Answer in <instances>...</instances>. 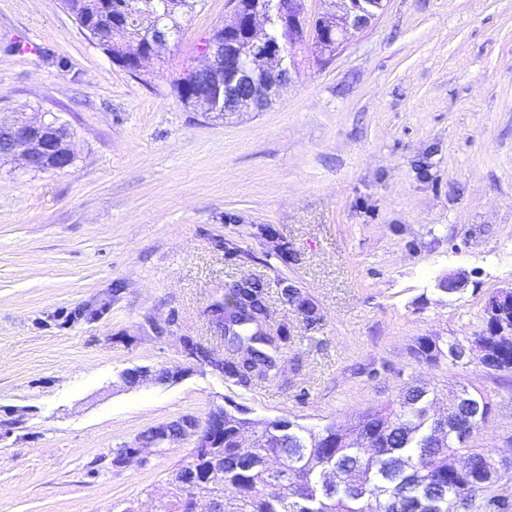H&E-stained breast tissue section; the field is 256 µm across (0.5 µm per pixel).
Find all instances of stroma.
<instances>
[{"instance_id": "stroma-1", "label": "stroma", "mask_w": 512, "mask_h": 512, "mask_svg": "<svg viewBox=\"0 0 512 512\" xmlns=\"http://www.w3.org/2000/svg\"><path fill=\"white\" fill-rule=\"evenodd\" d=\"M226 3L202 0L134 77L60 0H0V115L60 113L75 150L63 170L0 166V512H154L193 445L113 468L149 427L232 401L316 429L417 380L490 396L469 444L502 478L469 512L512 505V372L413 351L474 335L512 285V0H388L328 65L299 50L265 111L218 118L174 82ZM459 268L464 290L439 291ZM246 277L269 282L292 338L281 375L249 389L196 370L182 344L223 354L206 309ZM88 301L101 316L72 319ZM153 321L171 322L166 340ZM138 366L184 374L126 387ZM458 340L445 341L439 336H421L417 339L415 352L425 362H437L448 357V350L452 349Z\"/></svg>"}]
</instances>
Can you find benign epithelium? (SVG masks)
Returning <instances> with one entry per match:
<instances>
[{
  "mask_svg": "<svg viewBox=\"0 0 512 512\" xmlns=\"http://www.w3.org/2000/svg\"><path fill=\"white\" fill-rule=\"evenodd\" d=\"M339 11L311 18L306 0H278L277 27H272L260 0H228L232 20L215 28L202 46L206 63L187 69L181 85L194 89L189 104L200 112L211 113L223 104L230 111L261 112L271 103L280 88L292 81L295 66L286 64L299 47L313 39L319 47L317 64L323 65L356 34L367 30L385 8L384 0H339ZM123 22L106 32L96 29L84 18H75L81 31L97 45H108L114 36L124 32L126 22L135 13L130 0L117 3ZM176 36L172 30L157 32L144 39L133 40L135 49L124 47L116 61L125 71L135 75L145 60L158 57ZM0 138L6 144L0 159L20 156L25 167H34L39 158L45 168L64 170L74 160L73 131L55 113L38 121L0 118ZM468 283V274L459 269L437 278L436 287L450 295L461 291ZM288 295V305L314 321L305 295L290 285L282 288ZM512 305V285L491 295L485 306L486 320L502 314ZM158 379L149 368L137 367L124 372L125 382L135 386L148 379ZM178 431L165 432L162 440L169 444L175 439L190 440L196 448H218L213 430L194 414L178 418Z\"/></svg>",
  "mask_w": 512,
  "mask_h": 512,
  "instance_id": "1",
  "label": "benign epithelium"
}]
</instances>
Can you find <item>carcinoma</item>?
I'll return each mask as SVG.
<instances>
[{
  "mask_svg": "<svg viewBox=\"0 0 512 512\" xmlns=\"http://www.w3.org/2000/svg\"><path fill=\"white\" fill-rule=\"evenodd\" d=\"M144 2L128 22L127 37L152 27H180L181 6L167 12ZM78 15L106 25L101 0H63ZM224 337V365L217 373L243 388L275 380L279 359L292 337L281 326L271 334L269 287L244 279L224 289L206 309ZM496 370L512 369V335L485 336ZM458 341L421 336L415 352L425 362L448 358ZM438 394L415 386L354 420L311 429L285 417L252 419L237 405L210 409L205 419L224 430V460L195 448L170 482L188 479L191 494L219 499L224 512H456L469 506L488 484L459 471L457 455L470 457L483 475L491 454L471 448L472 431L485 419L467 403L433 413ZM368 441L370 446L360 447Z\"/></svg>",
  "mask_w": 512,
  "mask_h": 512,
  "instance_id": "cac0c4a2",
  "label": "carcinoma"
}]
</instances>
